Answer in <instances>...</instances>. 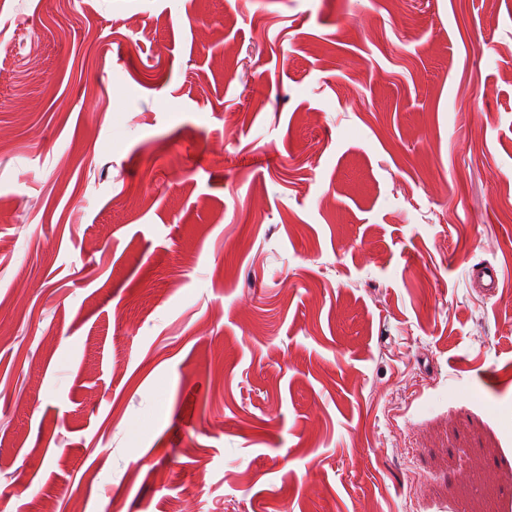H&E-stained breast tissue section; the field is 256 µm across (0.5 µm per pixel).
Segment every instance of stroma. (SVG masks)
<instances>
[{
    "mask_svg": "<svg viewBox=\"0 0 512 512\" xmlns=\"http://www.w3.org/2000/svg\"><path fill=\"white\" fill-rule=\"evenodd\" d=\"M85 472L512 512V0H0V512Z\"/></svg>",
    "mask_w": 512,
    "mask_h": 512,
    "instance_id": "stroma-1",
    "label": "stroma"
}]
</instances>
